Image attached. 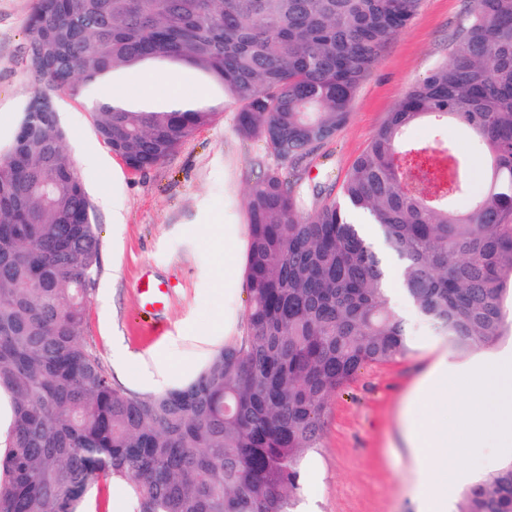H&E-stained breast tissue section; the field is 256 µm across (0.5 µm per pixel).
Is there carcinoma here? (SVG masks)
I'll return each instance as SVG.
<instances>
[{"instance_id":"cac0c4a2","label":"carcinoma","mask_w":512,"mask_h":512,"mask_svg":"<svg viewBox=\"0 0 512 512\" xmlns=\"http://www.w3.org/2000/svg\"><path fill=\"white\" fill-rule=\"evenodd\" d=\"M421 0H36L33 76L57 91L168 61L238 105V133L297 172L346 125L388 41ZM217 109L111 99L96 136L140 172ZM456 120L480 147L484 190L460 208L474 163L453 144L428 179L405 131ZM48 109H28L0 162V512H80L93 482L129 489L128 512H295L327 399L370 363L409 352L385 294L383 259L359 235L367 214L401 263L400 291L466 354L505 331L512 289V0H475L448 62L411 86L340 186L303 211L301 177L270 169L245 206L246 334L189 382L127 396L84 343L99 268L96 225ZM459 512H512V463L468 487Z\"/></svg>"}]
</instances>
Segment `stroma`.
<instances>
[{
  "label": "stroma",
  "mask_w": 512,
  "mask_h": 512,
  "mask_svg": "<svg viewBox=\"0 0 512 512\" xmlns=\"http://www.w3.org/2000/svg\"><path fill=\"white\" fill-rule=\"evenodd\" d=\"M34 0H0V151L11 143L39 84L27 67L26 27ZM473 0H422L412 23L389 41L360 85L345 127L312 158L302 190L308 208L339 189L354 161L408 88L448 58L469 21ZM164 73H188L202 97L216 106V121L196 132L154 168L136 173L100 141L92 126L88 90L54 92L75 170L84 183L101 260L86 303L84 342L122 394L149 396L144 366L168 363L171 387L195 377L245 326L246 287L222 290L224 237L237 236L244 255L249 185L276 167L261 142L237 131V107L197 71L164 63ZM406 141L434 149L448 141L471 142L456 123L426 119L411 126ZM99 156L88 163V154ZM120 221H113V212ZM165 283L161 309L146 310L137 285ZM397 312L406 321L409 352L363 368L332 396L318 448L303 462L299 512H417L413 462L401 436L407 395L437 355L469 368L512 356V331L495 345L462 355L420 320L407 299Z\"/></svg>",
  "instance_id": "stroma-1"
}]
</instances>
